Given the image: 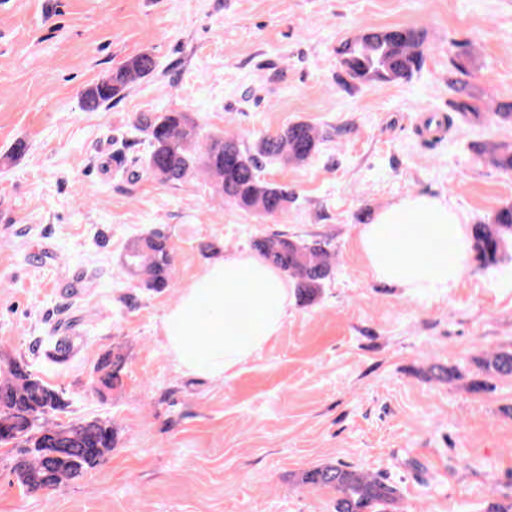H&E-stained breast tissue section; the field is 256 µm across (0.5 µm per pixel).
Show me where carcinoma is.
Masks as SVG:
<instances>
[{"label":"carcinoma","instance_id":"cac0c4a2","mask_svg":"<svg viewBox=\"0 0 512 512\" xmlns=\"http://www.w3.org/2000/svg\"><path fill=\"white\" fill-rule=\"evenodd\" d=\"M425 53L424 29L417 26L368 28L339 50L346 75L358 83L408 81L421 70ZM154 70V58L146 52L126 58L83 92V108L107 109ZM448 86L457 96L450 103L456 115L481 116L468 102L473 94L465 81L450 76ZM491 116L497 124L512 125V102L497 104ZM135 129L149 145L143 175L174 185L201 173L224 200L268 217L285 216L294 195L288 187L261 176L263 161L303 165L324 139L306 122L290 124L251 143L229 131L204 136L188 113L171 109L140 113ZM477 152L495 167L512 172V143H483ZM472 238L474 261L484 269L497 267L512 247V204L498 207L490 222L472 225ZM252 247L288 277L304 304L313 303L332 279L336 254L326 241L307 243L272 234L254 240ZM123 261L143 288L161 292L173 287L172 248L163 230L153 229L131 240ZM476 363L486 373L512 376V349L487 352ZM126 365L121 351L105 352L93 368L95 390L103 396L121 389ZM67 409L64 393L32 371L27 361L7 362L5 375H0V434L18 440L11 470L23 493L56 490L98 467L115 447L112 421H56V415ZM304 482L335 489L336 512H387L397 498L393 484L348 465L315 467L306 472Z\"/></svg>","mask_w":512,"mask_h":512}]
</instances>
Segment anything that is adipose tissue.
Here are the masks:
<instances>
[{"label": "adipose tissue", "instance_id": "ef3b65f1", "mask_svg": "<svg viewBox=\"0 0 512 512\" xmlns=\"http://www.w3.org/2000/svg\"><path fill=\"white\" fill-rule=\"evenodd\" d=\"M372 277L411 296H440L472 264L471 230L447 200L409 194L378 210L357 236Z\"/></svg>", "mask_w": 512, "mask_h": 512}]
</instances>
